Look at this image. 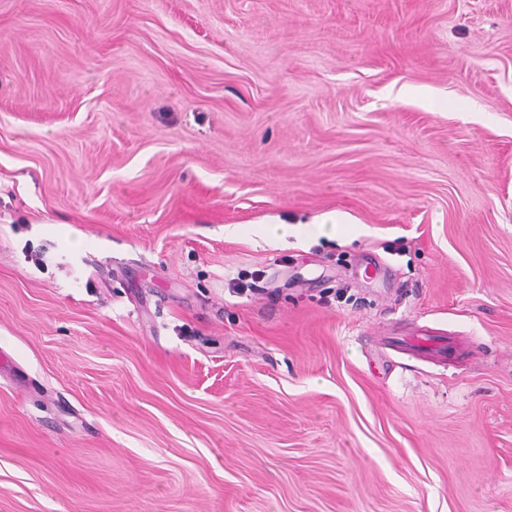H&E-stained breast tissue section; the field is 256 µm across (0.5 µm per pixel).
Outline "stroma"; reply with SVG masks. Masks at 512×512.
I'll return each instance as SVG.
<instances>
[{
	"mask_svg": "<svg viewBox=\"0 0 512 512\" xmlns=\"http://www.w3.org/2000/svg\"><path fill=\"white\" fill-rule=\"evenodd\" d=\"M0 512H512V0H0Z\"/></svg>",
	"mask_w": 512,
	"mask_h": 512,
	"instance_id": "obj_1",
	"label": "stroma"
}]
</instances>
